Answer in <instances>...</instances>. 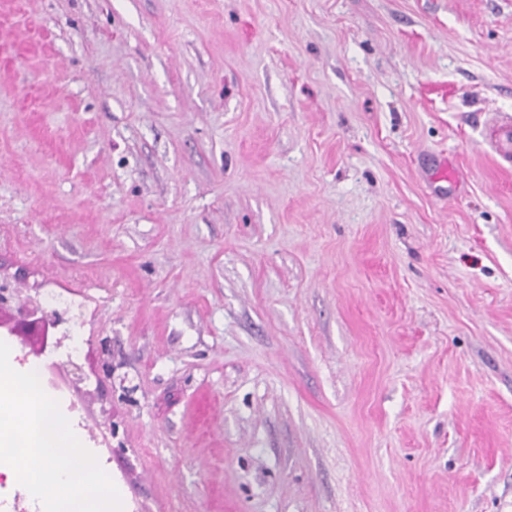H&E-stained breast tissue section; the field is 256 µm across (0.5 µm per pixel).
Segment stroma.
I'll list each match as a JSON object with an SVG mask.
<instances>
[{"label": "stroma", "instance_id": "1", "mask_svg": "<svg viewBox=\"0 0 512 512\" xmlns=\"http://www.w3.org/2000/svg\"><path fill=\"white\" fill-rule=\"evenodd\" d=\"M512 0H0V261L124 512H512Z\"/></svg>", "mask_w": 512, "mask_h": 512}]
</instances>
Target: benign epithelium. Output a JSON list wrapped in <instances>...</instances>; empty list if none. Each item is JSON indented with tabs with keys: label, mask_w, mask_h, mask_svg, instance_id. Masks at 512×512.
<instances>
[{
	"label": "benign epithelium",
	"mask_w": 512,
	"mask_h": 512,
	"mask_svg": "<svg viewBox=\"0 0 512 512\" xmlns=\"http://www.w3.org/2000/svg\"><path fill=\"white\" fill-rule=\"evenodd\" d=\"M6 321L11 332L26 338L30 352L37 357L45 352L56 326L53 315L46 312L39 301L20 297L17 277L0 272V327Z\"/></svg>",
	"instance_id": "benign-epithelium-1"
}]
</instances>
